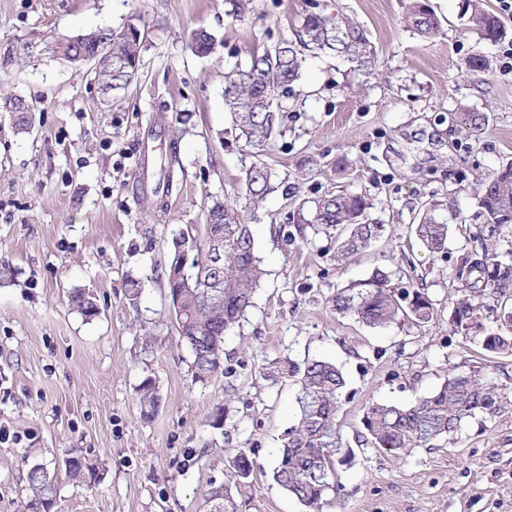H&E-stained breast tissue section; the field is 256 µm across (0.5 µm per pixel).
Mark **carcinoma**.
<instances>
[{"label":"carcinoma","instance_id":"obj_1","mask_svg":"<svg viewBox=\"0 0 512 512\" xmlns=\"http://www.w3.org/2000/svg\"><path fill=\"white\" fill-rule=\"evenodd\" d=\"M468 21L484 39L495 41L507 35L497 15L485 10L480 0H467ZM410 27L422 37L437 32L439 20L426 0H410L407 7ZM301 44L313 51L337 54L355 63L354 70L367 75L372 66L373 49L366 31L357 24L320 10L305 16L301 26ZM94 41L83 44L57 41L51 57L73 67L79 66L84 52L112 54V65L99 70L104 88L120 89L130 83L143 48V33L134 22L121 29H97ZM215 36L204 28L192 33L191 48L207 54ZM304 58L289 42L252 55L249 65L224 73V103L233 113L240 137L250 146L267 141L274 129L281 97L298 79ZM12 112L16 126L30 125L34 105L26 97L10 94L0 97ZM246 193L255 202L273 191L271 173L262 163L252 164L245 172ZM481 219L476 238L481 251H466L457 259L455 277L462 284L460 296L453 302L449 324L458 333L469 334L482 327L484 311L501 308L500 321L512 328V311L502 300L512 292V264L498 260L497 246L503 231L512 223V162L499 167L474 189ZM372 204L362 195L348 190L332 192L315 203L308 223L314 230L336 237V258H350L371 246L383 231V225L370 222ZM434 206H425L417 215L415 234L431 253H440L448 241L449 224L434 215ZM218 225L224 235L220 249L210 246L207 234L195 238L191 265L197 280L211 289L188 288L171 274L176 241L168 245L167 261L161 267L167 296L183 301V313L177 318L180 337L191 356V377L204 382L222 369L224 339L249 307L262 277L251 225L241 222L237 209L228 202L216 201L207 209L203 229ZM69 302L81 315L91 317L95 299L75 290ZM332 307L339 315H352L371 328L385 327L400 319L425 324L434 318L435 306L427 285L392 284L390 275L380 269L360 282L336 293ZM481 345L488 352L512 354V336L490 331ZM292 374L300 385L299 414L285 432L280 458L273 469V480L294 495L311 512H320L326 498L338 491L337 455L343 440L336 429V414L342 403L347 381L333 361L315 358ZM140 411L151 418L160 406V397L151 379L140 388ZM498 388L476 373H452L435 392L412 404L371 402L363 416L362 444L393 453L430 447L451 441L464 422L479 414L494 415L501 410ZM254 469L249 456L238 453L232 460L235 477L247 479ZM68 476L79 483L95 479V470L84 458L73 456L66 465ZM32 498L29 507L46 508L56 496V483L48 470L33 466L28 473ZM214 512H235V505L224 498V488L214 487L208 497Z\"/></svg>","mask_w":512,"mask_h":512}]
</instances>
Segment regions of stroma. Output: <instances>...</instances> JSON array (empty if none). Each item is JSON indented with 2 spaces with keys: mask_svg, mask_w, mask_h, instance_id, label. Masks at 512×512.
Here are the masks:
<instances>
[{
  "mask_svg": "<svg viewBox=\"0 0 512 512\" xmlns=\"http://www.w3.org/2000/svg\"><path fill=\"white\" fill-rule=\"evenodd\" d=\"M405 3L251 0L236 16L230 0H0V44L41 46L133 15L145 23L138 69L108 99L89 68L45 54L0 69V91L37 101L25 132L0 111V267L13 272L0 283V427L12 434L0 440V512H29L38 463L56 475L49 512H209L217 486L236 512H306L271 470L298 413L289 369L312 358L347 380L336 427L352 456L323 512H512V403L468 420L445 447L359 444L369 403L414 402L453 372L485 374L512 400V356L448 324L456 259L478 241L454 229L433 256L413 230L429 205L471 218L477 181L512 162V12L485 0L507 30L491 42L468 28L463 0H429L440 28L424 38ZM317 4L366 30L373 69L360 76L343 57L306 52L271 139L248 146L224 104V71L296 41ZM200 27L217 39L207 56L190 48ZM475 56L490 69H470ZM255 162L275 186L259 204L244 189ZM342 189L365 195L385 230L339 266L335 239L314 234L297 207ZM216 200L251 224L266 274L225 338L232 375L195 383L157 268L172 235L203 224ZM377 268L403 286L424 280L433 320L374 329L336 314L338 289ZM131 275L142 281L135 306ZM77 289L96 297L98 316L71 309ZM147 377L161 398L149 420ZM241 451L255 462L243 481L232 476ZM71 456L94 466L92 484L68 477ZM140 411L144 419H150L160 406V397L151 379L146 378L140 388Z\"/></svg>",
  "mask_w": 512,
  "mask_h": 512,
  "instance_id": "stroma-1",
  "label": "stroma"
}]
</instances>
